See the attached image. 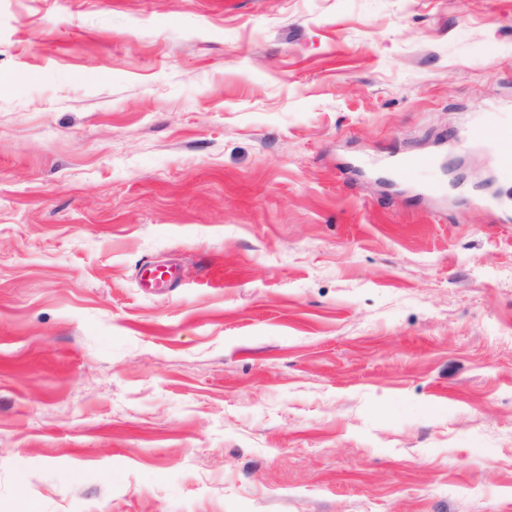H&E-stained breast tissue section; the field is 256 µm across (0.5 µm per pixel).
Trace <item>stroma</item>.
<instances>
[{
  "label": "stroma",
  "mask_w": 512,
  "mask_h": 512,
  "mask_svg": "<svg viewBox=\"0 0 512 512\" xmlns=\"http://www.w3.org/2000/svg\"><path fill=\"white\" fill-rule=\"evenodd\" d=\"M511 108L512 0H0V512H512ZM461 142L487 156L500 182L512 183V136L504 135L498 123L476 121L464 129ZM435 162L430 155L408 154L396 162L397 174L402 179L417 181L419 174L434 168ZM138 275L142 288H164L179 279V269L171 264L147 263L141 267Z\"/></svg>",
  "instance_id": "stroma-1"
}]
</instances>
